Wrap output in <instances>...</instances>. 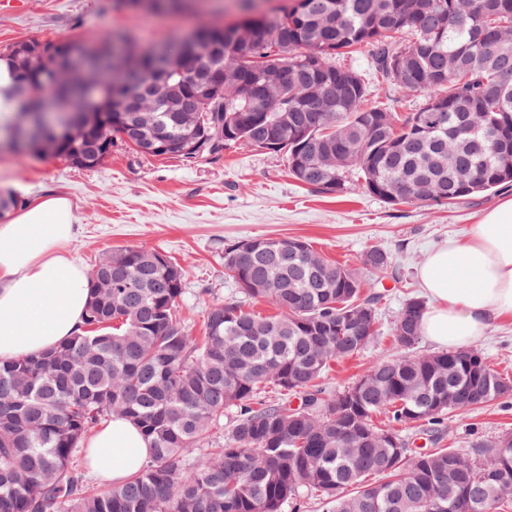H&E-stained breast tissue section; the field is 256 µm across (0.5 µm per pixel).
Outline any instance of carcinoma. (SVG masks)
Listing matches in <instances>:
<instances>
[{"label":"carcinoma","instance_id":"carcinoma-1","mask_svg":"<svg viewBox=\"0 0 512 512\" xmlns=\"http://www.w3.org/2000/svg\"><path fill=\"white\" fill-rule=\"evenodd\" d=\"M249 20L215 26L197 51L224 66V92L194 98L191 130L145 90L147 64L133 61L93 93V117L114 95L150 98L122 127L72 128L54 156L80 168L101 164L96 140L117 136L135 153L156 133L207 136L217 158L242 143L281 153L312 191L343 196L357 185L391 205L453 204L512 182V0H293ZM251 44L236 42L241 26ZM69 40L34 46L38 75ZM370 53L375 73L418 93L407 118L385 103L367 107L371 84L341 64L346 50ZM288 69V86L266 109L244 103L238 86L262 63ZM336 85L326 112L309 101ZM43 108L40 89L11 79L10 97ZM224 275L241 293L279 310L261 316L242 302L208 306L204 336L177 316L183 271L156 250L121 248L90 277L80 332L36 357L0 359V512H299L318 498L329 512H507L512 509V436L416 453L396 426H439L446 416L512 394V378L472 349L409 353L425 302L406 300L392 327L401 355L371 365L335 394L317 385L329 364L366 348L377 334L375 291L397 277L392 257L368 250L362 270L332 262L297 238L224 244ZM273 384L302 397L293 408L260 403ZM235 413L224 428V410ZM388 415L382 429L373 416ZM137 423L152 454L123 483L88 486L77 463L90 433L109 417ZM376 473L389 480L363 486Z\"/></svg>","mask_w":512,"mask_h":512}]
</instances>
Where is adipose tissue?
Wrapping results in <instances>:
<instances>
[{
	"mask_svg": "<svg viewBox=\"0 0 512 512\" xmlns=\"http://www.w3.org/2000/svg\"><path fill=\"white\" fill-rule=\"evenodd\" d=\"M70 203L49 197L0 225V358L34 356L79 332L90 300L85 271L66 254ZM428 299L421 334L451 351L476 344L512 319V199L484 213L469 233L429 251L417 269ZM151 453L126 418L104 421L86 444L88 466L120 483Z\"/></svg>",
	"mask_w": 512,
	"mask_h": 512,
	"instance_id": "1",
	"label": "adipose tissue"
}]
</instances>
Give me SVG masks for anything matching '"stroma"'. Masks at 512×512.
<instances>
[{"instance_id":"obj_1","label":"stroma","mask_w":512,"mask_h":512,"mask_svg":"<svg viewBox=\"0 0 512 512\" xmlns=\"http://www.w3.org/2000/svg\"><path fill=\"white\" fill-rule=\"evenodd\" d=\"M0 11V51L25 40L81 37L113 31L164 41L234 19L211 0L205 10L146 12L105 8V0H23ZM0 193L18 207L45 194L67 198L74 214L70 258L92 271L102 253L119 247L156 249L183 270L179 313L191 335L204 333L208 305L237 297L224 275V245L252 238H300L327 259L351 267L372 248L390 253L398 269L378 305V334L363 351L331 363L326 392L351 386L376 361L395 356L391 328L407 297L420 294L416 270L430 249L464 236L479 215L511 198L512 185L448 206L390 205L362 189L336 197L311 192L288 173L281 155L244 145L194 163L145 157L118 144L102 164L76 168L34 154L0 155ZM497 370L512 375V321L496 324L476 346ZM442 440L423 427H403L412 447L464 452L480 441L512 434V397L483 404L466 420L450 418Z\"/></svg>"}]
</instances>
